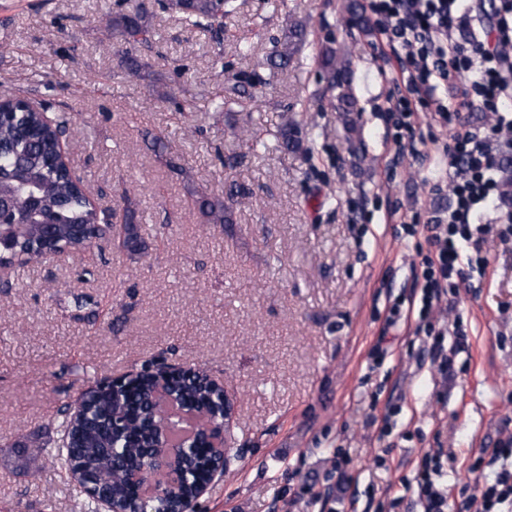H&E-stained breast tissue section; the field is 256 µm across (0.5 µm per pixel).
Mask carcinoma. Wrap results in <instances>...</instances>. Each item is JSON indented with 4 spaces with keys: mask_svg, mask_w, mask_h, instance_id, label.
I'll return each mask as SVG.
<instances>
[{
    "mask_svg": "<svg viewBox=\"0 0 512 512\" xmlns=\"http://www.w3.org/2000/svg\"><path fill=\"white\" fill-rule=\"evenodd\" d=\"M161 8L178 14L188 27H205L220 34L224 16L234 8V0H165ZM112 34H119L135 44L151 40L147 12L134 14L114 12L101 16ZM303 40L301 24L290 21L275 51L267 62L285 67L299 50ZM327 87L335 93L339 107L352 112L356 96L351 72L339 61L336 52L328 49L322 56ZM251 83L233 76L224 87V97L217 103L221 109L252 97ZM70 137L81 142V131L70 113L59 111L52 121L43 113L30 111L14 97L0 109V197L14 202L15 207L0 215V259L21 258L28 263L45 254L64 249L83 251L93 247L95 239L112 227V214L93 207L81 183L72 179L66 164L53 161L56 142ZM281 144L296 151L301 142L293 125L285 124L279 131ZM247 191L232 187L224 197L204 191L195 194L194 205L203 224H233L235 209ZM123 245L130 252L145 249L139 233L137 204L123 196ZM182 399L197 408L221 409L223 393L209 378L192 369L173 377ZM156 386L154 377L143 374L131 386L119 385L81 392L83 415L71 414L74 405L63 408V430L71 435V447L63 457L67 467L86 480L100 479L103 471L112 469V461L134 465L158 443L153 423L154 406L149 400ZM122 424L112 427V418ZM188 474L177 493L162 502L165 512H195L197 485L210 478L212 457L206 448L187 450L181 458ZM111 497L125 512L139 507L136 489L116 483Z\"/></svg>",
    "mask_w": 512,
    "mask_h": 512,
    "instance_id": "obj_1",
    "label": "carcinoma"
}]
</instances>
